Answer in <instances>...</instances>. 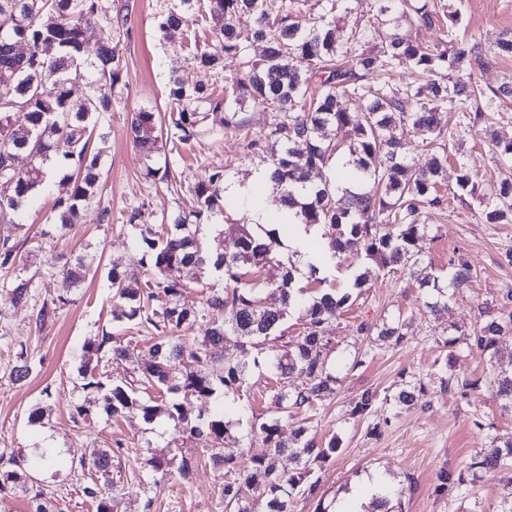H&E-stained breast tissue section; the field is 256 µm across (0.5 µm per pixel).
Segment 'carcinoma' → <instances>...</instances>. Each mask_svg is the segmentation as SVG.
<instances>
[{
	"label": "carcinoma",
	"instance_id": "cac0c4a2",
	"mask_svg": "<svg viewBox=\"0 0 512 512\" xmlns=\"http://www.w3.org/2000/svg\"><path fill=\"white\" fill-rule=\"evenodd\" d=\"M165 2L158 32L163 39H173L181 34L183 10L194 7L197 0ZM207 2L211 13L224 18V26L213 36L219 44L217 53L210 44L193 38L196 60L199 69L214 74L224 70V57L239 60V72L230 77L234 99L212 85L173 74L168 98L178 141H193L211 115L222 114L224 125L232 124L248 102L277 113L275 126L251 140L250 147L264 152L263 163L272 167L282 205L297 209L304 224L326 226L324 248L331 258L339 259L361 246L365 269L354 280V294L330 290L308 299L292 296L293 266L278 251L279 227L288 225L286 213L274 221V228L257 224L242 230L234 253L207 246L198 237L199 225L205 219L226 217L239 204L224 196L227 170H213L189 188L191 208L173 219V227L143 237L152 270L144 288L129 287L128 274L115 267L109 271L113 320L134 321L155 331L156 342L138 377L114 382L97 374L91 362L126 355L122 337L105 331L85 341L81 388L97 397L75 404L72 418L84 420L98 407L112 417L137 411L148 422L166 419L181 437L224 444L230 426L224 406L192 416L185 402L210 399L220 391L238 392L245 385V367L224 359V338L235 336L243 347L263 356L254 364L272 370L277 385L270 395L273 416L255 419L250 428V435L260 437L269 454L253 457L247 465L234 453L215 459L224 479V507L253 512L249 491L256 470L265 478V512H290L294 491L322 469L336 453L337 442L334 437L317 441L301 423L290 443L282 439L281 420L290 413L310 411L335 394L339 377L327 362L330 328L360 297L372 271L409 270L418 287L427 292L425 307L432 312L448 310L476 275L473 262L459 252L449 258L446 277L424 263L420 241L426 237L427 225L423 213L426 207L443 203L438 184L448 174L445 139L455 136L447 131L445 114L459 113L468 129L491 119L499 105L512 101V80L486 92L462 77L464 71L512 56V37L502 39L493 53L477 45L460 47L455 34L457 12H447L430 0H377L374 20L355 24L345 36L336 25L342 0H317L320 15L311 23L298 19L301 0H288L276 14L267 0ZM407 16L421 27L447 21L448 41L429 45L398 32L400 19ZM130 21L126 2L103 14L98 0H0V181L12 188V194L0 196L1 223H21L23 204L51 180L47 162L53 158L74 160L77 165L69 175L70 190L57 197L53 206L62 226L73 223L79 207L101 195V155L91 153V128L122 103L124 60L118 46L130 34ZM96 29L105 36L90 59L86 46ZM18 41L26 44V54L14 52ZM257 44L265 45L259 57L252 54ZM295 58L309 61V69L293 68ZM400 70L416 79L391 82ZM90 72L88 96L72 100L71 80ZM328 126L336 127L334 141L322 137ZM405 128L425 135L426 145L435 148L427 167L411 164L410 147L404 135L397 133ZM129 134L147 160L163 142L162 124L149 110L133 114ZM18 153L30 155L33 164L14 169L10 159ZM316 168L324 171V177L321 187L312 190L307 183ZM454 177L457 190L478 202L484 223H512L511 183L480 186L473 168L460 157ZM19 251L11 235L0 233V269L19 263ZM207 273L222 275L224 287L207 291L197 308L180 305L183 288ZM260 276L263 288L280 292L282 308L263 306L262 288L252 282ZM31 290V280L18 278L8 295L13 304L25 305L32 299ZM57 303L44 302L36 310L37 327L55 318ZM291 311L300 315L302 330L286 341L282 325ZM480 316L483 323L465 343V350L490 359L489 384L502 407L512 409V366L492 362L498 337L512 332V291L495 305L483 304ZM200 320L209 323L202 339L183 334L185 327ZM405 326L406 319L398 315L380 325L363 321L355 331L359 339L399 344L405 338ZM176 364L182 372L173 383L170 367ZM33 368L27 352L20 351L13 367L15 380L25 379ZM295 373L302 383L290 382L289 376ZM149 389L157 395L141 397ZM382 402L377 391L365 389L352 399L350 414L368 415ZM121 452L120 445L95 448L78 462L80 468L89 466L103 479L81 488L83 496L96 503V512H118L108 478L112 457ZM284 454L297 462L299 471L288 474L277 467L276 459ZM35 457L44 467L63 462L56 448H37ZM506 466H512V440L479 449L468 468L476 476ZM28 480L26 460L11 458L8 465H1L0 504L18 491H28Z\"/></svg>",
	"mask_w": 512,
	"mask_h": 512
}]
</instances>
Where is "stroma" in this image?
Here are the masks:
<instances>
[{
    "label": "stroma",
    "instance_id": "35a3bbf8",
    "mask_svg": "<svg viewBox=\"0 0 512 512\" xmlns=\"http://www.w3.org/2000/svg\"><path fill=\"white\" fill-rule=\"evenodd\" d=\"M459 15L457 37L464 45L480 43L484 50L495 49L498 41L512 34V0H442ZM131 35L119 49L126 61L123 76L124 101L114 112L103 115L95 134L104 136L102 196L100 205L112 210V221H97L98 205H89L69 227H61L52 212L56 196L66 189L65 181H54L42 189L25 208L21 228L12 236L21 246L23 261L16 270L0 271V458L31 461L34 448L50 444L61 449L67 459L79 460L95 448L121 447L112 460L111 478L120 491L118 512H224L222 489L213 476L216 453L245 452L262 456L267 448L261 439H248L252 417L268 414L274 375L254 366L252 355L242 353L235 337L224 340L227 358L248 363L247 385L238 393L226 392L225 404L248 405L235 414L231 430L221 448L173 435L167 422H146L134 412L112 418L96 412L91 418L74 422L72 409L83 401L79 368L81 347L102 331L121 333L128 346L127 356L99 362L98 370L114 380L133 376L148 362L154 332L112 319V290L107 275L112 265L134 271L139 282L150 277L143 266L146 228H158L163 217H175L187 209L189 186L216 168H228L231 180H250L259 168L258 155L248 143L266 132L274 121L272 113L245 105L240 125L224 126L206 120L197 139L187 144L168 139L155 155L153 167H169L180 180L173 189L161 180L145 178L142 157L127 134L133 112L149 108L168 119V87L172 70L192 76L215 87H223V77L200 71L195 50L185 41L160 40V0H133ZM449 129L456 137L448 142L452 155L467 156L485 182H512V164L503 162L494 141H512V103L501 106L493 121L492 134L476 127L461 130L457 113H448ZM446 197L443 207L426 210L431 226L422 242L425 260L436 272L448 271L453 253H466L478 269L471 287L458 295L448 312L430 313L424 296L408 273L379 272L369 290L334 326L330 365L351 363L354 329L360 322L372 324L401 315L410 326L403 343L373 345L363 366L345 372L334 399L326 401L308 421L310 435L320 440L337 439L339 449L318 470V491L326 500L344 502L357 480L378 470L392 486L403 488L402 512H504L512 506V467L473 478L467 465L478 449L489 447L493 439L512 438V413L503 411L491 388L463 390L442 384L446 361H453L459 378L484 376L487 360L479 353H461L449 359L444 342L451 337L466 338L479 325V306L497 302L512 291V267L502 262L512 250V224H486L478 204L471 197L455 195L454 182L441 185ZM140 208L138 224L125 216ZM95 258L99 267L70 293V301L57 311L55 319L36 328L32 309L55 299L62 288L64 267L81 256ZM31 280V306L13 305L7 294L15 278ZM26 347L35 368L25 381H14L11 369L19 347ZM416 387L413 404L393 411L383 404L371 414L356 418L350 402L364 389L390 396L404 385ZM43 407L44 417L29 419L35 407ZM157 456L179 466L191 459L188 479H153L145 464ZM37 486L44 491L53 512H96L80 488L94 478V471L63 467L47 471L30 469ZM447 485H440V474ZM469 491L461 493L460 480Z\"/></svg>",
    "mask_w": 512,
    "mask_h": 512
}]
</instances>
